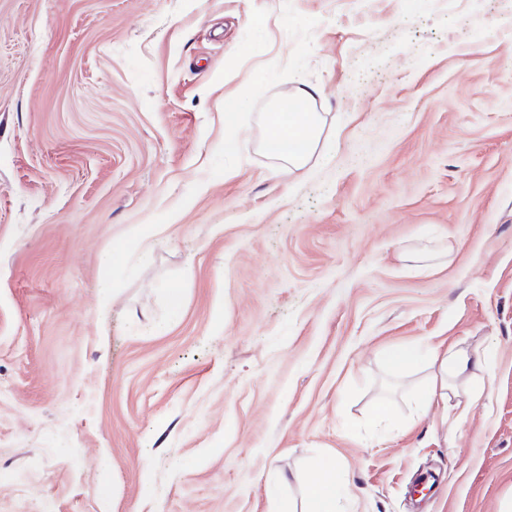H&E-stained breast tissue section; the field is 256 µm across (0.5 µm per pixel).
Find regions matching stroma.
<instances>
[{
    "instance_id": "stroma-1",
    "label": "stroma",
    "mask_w": 512,
    "mask_h": 512,
    "mask_svg": "<svg viewBox=\"0 0 512 512\" xmlns=\"http://www.w3.org/2000/svg\"><path fill=\"white\" fill-rule=\"evenodd\" d=\"M414 343L493 348L465 419L387 366ZM325 455L350 512L512 500V10L0 0V512H301ZM312 98L311 91L302 89L276 103L265 116L264 147L288 167L289 173L308 165L323 132V117L310 107ZM152 235H154V227L151 228L149 225L134 226L130 229L128 238L125 239V242L120 244L117 248L113 249L112 253L104 259L103 266L105 269V275L100 285V300L102 307H106L108 302L113 299L115 288L113 281V271L117 269V262L120 261L122 254L127 250L125 246L126 243L141 244Z\"/></svg>"
}]
</instances>
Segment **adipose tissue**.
I'll use <instances>...</instances> for the list:
<instances>
[{"label": "adipose tissue", "instance_id": "ef3b65f1", "mask_svg": "<svg viewBox=\"0 0 512 512\" xmlns=\"http://www.w3.org/2000/svg\"><path fill=\"white\" fill-rule=\"evenodd\" d=\"M313 94L309 90L296 92L291 98L279 101L265 116L267 137L264 147L281 161L289 171L305 168L319 144L323 118L311 109ZM491 349L469 352L430 346L424 349L401 346L390 349L387 364L400 374L420 370L424 363L436 365V372L416 391L420 408H429L434 399L463 401L473 395L472 382L477 374L488 373L493 364ZM304 512H347V493L336 475V461L320 458L305 489Z\"/></svg>", "mask_w": 512, "mask_h": 512}]
</instances>
